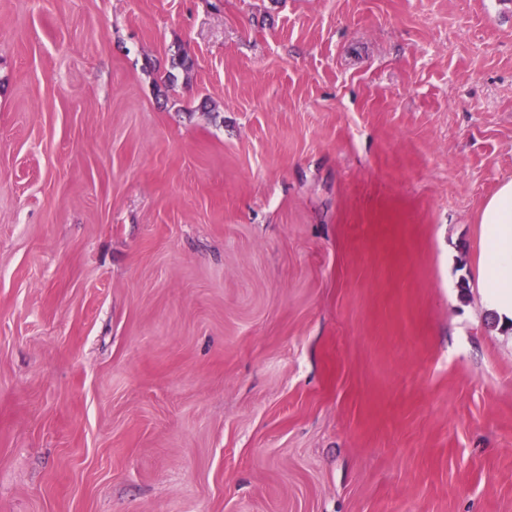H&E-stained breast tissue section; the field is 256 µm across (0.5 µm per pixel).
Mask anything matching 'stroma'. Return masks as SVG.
<instances>
[{"instance_id": "obj_1", "label": "stroma", "mask_w": 512, "mask_h": 512, "mask_svg": "<svg viewBox=\"0 0 512 512\" xmlns=\"http://www.w3.org/2000/svg\"><path fill=\"white\" fill-rule=\"evenodd\" d=\"M509 178L512 0H0V512H512ZM479 288L487 307L508 323L512 319V179L502 181L479 218Z\"/></svg>"}]
</instances>
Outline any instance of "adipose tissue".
Masks as SVG:
<instances>
[{"label": "adipose tissue", "instance_id": "1", "mask_svg": "<svg viewBox=\"0 0 512 512\" xmlns=\"http://www.w3.org/2000/svg\"><path fill=\"white\" fill-rule=\"evenodd\" d=\"M481 260L478 284L491 311L512 320V179L502 181L479 218Z\"/></svg>", "mask_w": 512, "mask_h": 512}]
</instances>
